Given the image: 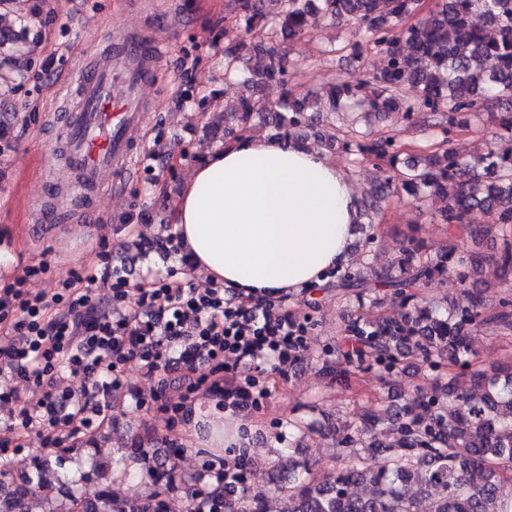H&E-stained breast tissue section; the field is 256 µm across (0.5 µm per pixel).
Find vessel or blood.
Masks as SVG:
<instances>
[{"instance_id": "b4317fda", "label": "vessel or blood", "mask_w": 512, "mask_h": 512, "mask_svg": "<svg viewBox=\"0 0 512 512\" xmlns=\"http://www.w3.org/2000/svg\"><path fill=\"white\" fill-rule=\"evenodd\" d=\"M163 44L120 32L111 49L89 57L71 75L56 146L74 183L83 220H90L97 198L138 176L142 153L135 139L153 102L144 89L163 57Z\"/></svg>"}]
</instances>
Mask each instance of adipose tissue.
<instances>
[{
    "label": "adipose tissue",
    "mask_w": 512,
    "mask_h": 512,
    "mask_svg": "<svg viewBox=\"0 0 512 512\" xmlns=\"http://www.w3.org/2000/svg\"><path fill=\"white\" fill-rule=\"evenodd\" d=\"M172 217L194 269L243 300H271L325 285L348 259L360 207L324 149L245 135L191 168Z\"/></svg>",
    "instance_id": "obj_1"
}]
</instances>
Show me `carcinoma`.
<instances>
[{"label": "carcinoma", "instance_id": "cac0c4a2", "mask_svg": "<svg viewBox=\"0 0 512 512\" xmlns=\"http://www.w3.org/2000/svg\"><path fill=\"white\" fill-rule=\"evenodd\" d=\"M419 0H235L236 21L247 34L265 30L257 49L256 68H243L240 48L225 47V76L246 72L245 84L257 90L268 81L285 80L287 69L280 45L302 34L316 19L333 24L351 22L365 32L383 65L372 79H341L328 93L331 111L350 110L366 119L376 112L397 111L411 128L428 118L447 134L460 117L478 119V103L494 98L502 116L485 149L461 154L452 147L419 156L405 169L398 167L393 138L374 136L357 123L344 132L346 148L382 162L372 194L363 201L374 211L388 196L406 193L421 203H443L436 215L455 235L474 233V210L484 211L497 228L499 246L484 257L460 252L455 244L435 256L401 249L397 265L377 277L380 286L406 303L392 315L356 314L343 330L355 347L336 344L322 359L320 371L347 381L366 368L389 372L413 358L429 369L436 360L469 365L473 355L468 326L494 324L512 334V301L488 295L491 285L481 279L482 263L494 261L497 278L512 281V0H439L416 24L405 21ZM417 98H404L407 89ZM313 90L291 95L276 107L250 97L241 111L224 116V133H244L257 118L272 136L290 135L305 121ZM458 268L470 279L458 301L443 315L432 302H413L407 289ZM336 287L378 303L375 286L361 268L336 275ZM386 427L389 440L374 431ZM288 429L303 439L317 433V420L300 419ZM337 445L346 450L340 467L323 474L297 455L293 446L277 453L272 469L256 482L243 469L248 449L238 461L224 463V480L208 464L193 474L179 472L181 447L150 431L135 435L120 456L96 461L86 478L105 480L91 499L76 495L61 475L60 457L80 448H61L54 455H37L31 470L19 479L0 468V512H29L38 493L48 512H168L169 495L179 488L201 495L213 512H266L269 493L288 498L286 512H512V363L490 375L469 373V383L452 376L448 386L418 391L393 413L372 408L353 414L338 428ZM146 474L150 490L117 496L108 483Z\"/></svg>", "mask_w": 512, "mask_h": 512}]
</instances>
